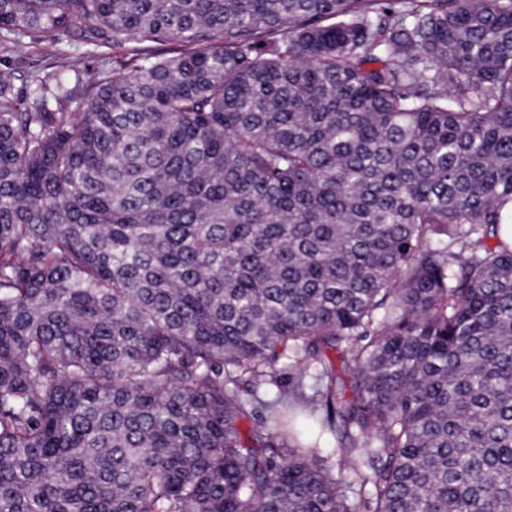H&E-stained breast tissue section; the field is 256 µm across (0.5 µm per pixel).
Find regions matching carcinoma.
Segmentation results:
<instances>
[{
    "mask_svg": "<svg viewBox=\"0 0 512 512\" xmlns=\"http://www.w3.org/2000/svg\"><path fill=\"white\" fill-rule=\"evenodd\" d=\"M33 32L137 50L0 70V512H512V0H0Z\"/></svg>",
    "mask_w": 512,
    "mask_h": 512,
    "instance_id": "obj_1",
    "label": "carcinoma"
}]
</instances>
